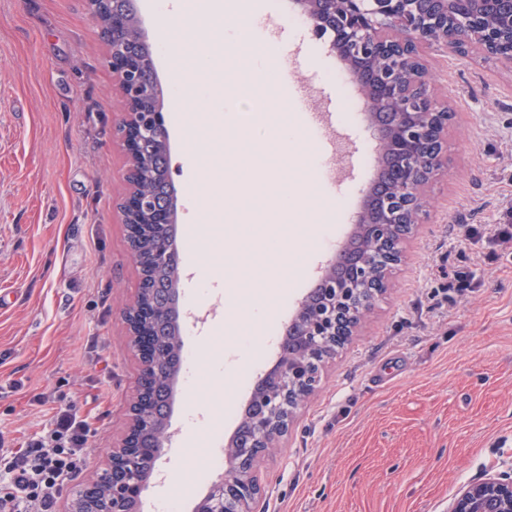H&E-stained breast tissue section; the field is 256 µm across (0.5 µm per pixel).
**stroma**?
Listing matches in <instances>:
<instances>
[{"instance_id": "35a3bbf8", "label": "stroma", "mask_w": 512, "mask_h": 512, "mask_svg": "<svg viewBox=\"0 0 512 512\" xmlns=\"http://www.w3.org/2000/svg\"><path fill=\"white\" fill-rule=\"evenodd\" d=\"M282 41L259 47L269 81L225 85L240 48L221 24L186 30L153 0H136L159 80L189 70L197 44L210 46L214 97L243 112H275L297 84L298 112H327L334 143L302 131L284 175L321 209L323 236L348 242L360 210L366 157L377 145L364 100L342 65L300 23L294 0H258ZM109 48L85 0H0V438L20 448L67 405L90 438L78 484L95 481L122 438L136 391L137 361L123 307L139 271L122 222L126 154L112 136L123 105ZM427 77L453 113L448 168L427 187L429 215L404 243L405 264L347 345L324 368L318 392L289 437L260 464L254 512H448L459 488L512 473V260L479 267L459 243L464 224L498 223L512 205V63L452 50L423 52ZM197 94L166 100L176 198L211 196L179 210L180 265L192 270L180 301L204 317L192 382L177 386L173 443L161 460L179 512H192L224 473L219 461L256 383L270 369L268 338L315 285L320 240L302 225L229 224L236 201V132L198 111ZM480 270L469 297L442 292L439 271ZM265 303L268 318L252 311ZM49 402H42V395Z\"/></svg>"}]
</instances>
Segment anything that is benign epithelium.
<instances>
[{"label":"benign epithelium","mask_w":512,"mask_h":512,"mask_svg":"<svg viewBox=\"0 0 512 512\" xmlns=\"http://www.w3.org/2000/svg\"><path fill=\"white\" fill-rule=\"evenodd\" d=\"M312 22L315 33H333V49L349 79L370 101L368 129L381 150H390L398 166L382 169L371 192L354 220V232L361 240L391 249L390 275L403 260L400 241L393 239L395 214L411 212L413 226L420 224L425 188L448 166L444 151L432 148L431 138L445 143L448 106L440 105L422 78L425 48H456L470 44L479 52L499 56L512 63V44L502 47L493 37L470 39L468 23L479 16L482 5H499L512 22V0H295ZM462 26L448 33V16ZM144 60L112 48L110 64L115 89L124 101V112L115 123L114 136L125 148L128 159L127 189L121 205L128 240L140 234L138 221L154 228H172L174 207L156 206L139 190L136 163L146 138L168 134L161 107L138 111L137 97L144 90L139 73ZM350 246L340 249L326 264L317 283L320 300L304 295L288 323V354H279L272 368L261 377L263 389H255L246 404L248 428L235 431L225 454L224 479L213 483L196 503L194 512H250L249 506L262 492L253 470L291 431L303 406L291 402L289 392L309 398L318 389L327 356L324 345L338 339L350 340L355 327L347 326L355 306L364 318L374 306L364 291L378 276L371 253L349 257ZM140 271L138 291L149 288L146 272L154 268L179 267L178 249L172 238L148 251H133ZM178 289H171V301L163 307L132 303L123 311L140 372L156 366L158 350L150 341V329L157 324H174L178 318ZM131 398L129 426L118 447L109 454L106 467L96 483L104 489L103 512H129L128 505H140L146 485L134 472V462L153 460L152 471L160 469L163 448L171 441L169 417L157 428L158 447L145 448L136 433L140 423ZM449 512H512V478L487 474L477 482L463 485Z\"/></svg>","instance_id":"benign-epithelium-1"}]
</instances>
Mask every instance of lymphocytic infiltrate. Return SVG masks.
I'll return each mask as SVG.
<instances>
[{"instance_id": "obj_1", "label": "lymphocytic infiltrate", "mask_w": 512, "mask_h": 512, "mask_svg": "<svg viewBox=\"0 0 512 512\" xmlns=\"http://www.w3.org/2000/svg\"><path fill=\"white\" fill-rule=\"evenodd\" d=\"M89 428L72 407L58 408L50 426L22 448H0V512H56L80 474Z\"/></svg>"}]
</instances>
